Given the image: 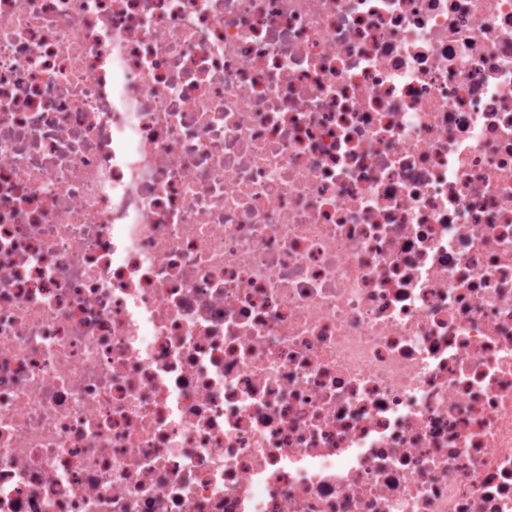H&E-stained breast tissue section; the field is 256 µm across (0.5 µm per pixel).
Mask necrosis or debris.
I'll return each instance as SVG.
<instances>
[{
  "label": "necrosis or debris",
  "instance_id": "obj_1",
  "mask_svg": "<svg viewBox=\"0 0 512 512\" xmlns=\"http://www.w3.org/2000/svg\"><path fill=\"white\" fill-rule=\"evenodd\" d=\"M0 512H512V0H0Z\"/></svg>",
  "mask_w": 512,
  "mask_h": 512
}]
</instances>
